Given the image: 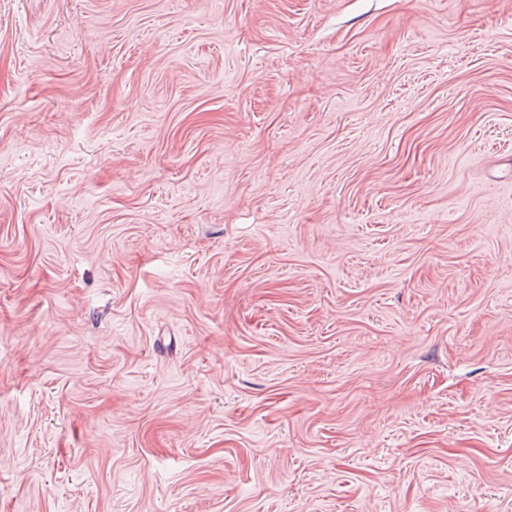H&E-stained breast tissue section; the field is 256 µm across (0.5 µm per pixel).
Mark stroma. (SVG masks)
Wrapping results in <instances>:
<instances>
[{"label":"stroma","mask_w":512,"mask_h":512,"mask_svg":"<svg viewBox=\"0 0 512 512\" xmlns=\"http://www.w3.org/2000/svg\"><path fill=\"white\" fill-rule=\"evenodd\" d=\"M0 512H512V0H0Z\"/></svg>","instance_id":"obj_1"}]
</instances>
